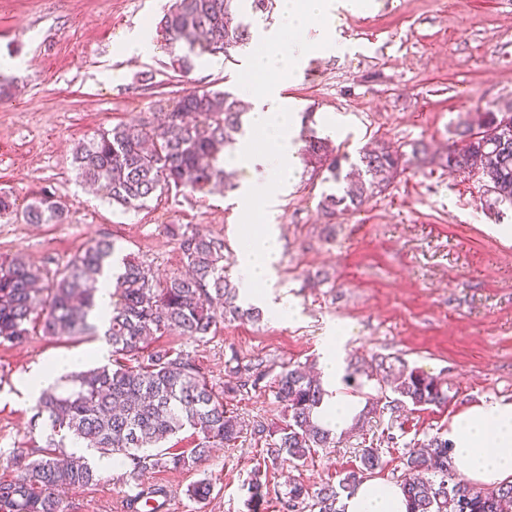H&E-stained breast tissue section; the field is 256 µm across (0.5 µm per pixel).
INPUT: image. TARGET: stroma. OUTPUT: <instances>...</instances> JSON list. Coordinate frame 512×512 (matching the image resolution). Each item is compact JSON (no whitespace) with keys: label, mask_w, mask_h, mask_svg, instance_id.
<instances>
[{"label":"stroma","mask_w":512,"mask_h":512,"mask_svg":"<svg viewBox=\"0 0 512 512\" xmlns=\"http://www.w3.org/2000/svg\"><path fill=\"white\" fill-rule=\"evenodd\" d=\"M170 0H0V57L11 70L12 98L0 103V189L15 200L0 218V263L23 257L47 275L63 268L88 243L112 240L117 256L149 265L157 280L183 272L169 225L223 240L227 274L236 278L242 213L237 194L172 190L128 212L113 207L76 177L72 150L100 129L157 118L158 103L186 87L239 93L235 61L214 57L189 78L167 67L155 24ZM333 24L344 53L309 58L298 77L284 79L285 99L341 128L331 140L356 156L370 143L398 147L422 139L445 151L458 124L490 106L512 101V0H373L357 11L337 0ZM147 35L151 48L125 52ZM152 83H145V74ZM328 188L312 167L300 168L290 191L272 201L268 223L282 242L273 288L287 289L296 314L221 325L197 340L162 336L156 343L184 351L216 385L225 363L263 359L271 373L292 362L319 369L324 340L341 327L343 358L391 356L444 380L442 407L383 412L361 431L337 433L299 468L310 488L339 483L357 468L359 451L379 444L386 466L375 480L400 483L409 448L448 431L452 416L480 401L512 402V208L493 205L482 181L435 167L409 170L362 210L323 223L318 204ZM47 190L67 206L61 224H27L22 212L33 193ZM102 338L58 340L33 330L19 343H0V450L35 453L47 424L35 416L25 380L54 358L89 353L100 363ZM230 408L244 420L279 425L284 408L271 390L236 396ZM390 434L384 442L382 434ZM260 461L249 440L215 448L190 470L147 474L162 486L161 512H247V483ZM97 484L63 497L64 512H135L124 468H101ZM207 480V499L189 497Z\"/></svg>","instance_id":"1"}]
</instances>
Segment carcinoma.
<instances>
[{
    "label": "carcinoma",
    "mask_w": 512,
    "mask_h": 512,
    "mask_svg": "<svg viewBox=\"0 0 512 512\" xmlns=\"http://www.w3.org/2000/svg\"><path fill=\"white\" fill-rule=\"evenodd\" d=\"M274 5L275 0H172L157 23L168 68L186 78L203 59L232 60L253 38L257 17L270 14ZM160 111L164 118L158 123L117 125L79 144L73 155L79 178L124 209L142 207L173 187L202 193L236 189V171L226 169L224 157L245 135L246 104L228 90L187 88ZM300 137L304 162L328 173L327 182H346L322 195L319 208L329 220L361 208L413 166L437 165L477 175L494 203L512 206V102L487 110L475 126H458L444 154L431 152L423 142L410 144L408 152L376 144L352 162L312 129L302 128ZM64 218V204L48 191L33 194L24 210L28 224H58ZM170 232L178 238L187 271L161 284L143 262L124 258L109 278L116 297L110 312H95L115 253L109 239L89 243L46 285L42 270L21 258L0 264V339L19 341L36 322L45 336L101 334L114 356L110 364L71 371L55 387L41 391L34 409L47 417L46 445L35 459L0 451V464L13 471L11 478L0 481V512H63L62 493L99 477L90 458L66 451L68 441L84 443L102 458L122 459L143 512H158L157 497L164 494L159 487L145 486L146 474L189 469L216 445L249 438L266 444L261 449L264 466L297 470L315 449L333 444L334 433L317 418L327 390L304 367L284 363L272 380L271 388L285 407L282 424H247L227 408V401L260 387L269 373L264 360L243 364L230 358L227 379L218 388L182 351L149 349L157 335L203 339L226 320L260 315L255 307L237 304V288L225 274L222 240L200 231L181 233L175 224ZM372 380L380 393L396 395L390 405L393 413L409 405L448 403L444 382L403 365L397 368L387 356L374 359L372 368L348 361L344 381L356 392ZM377 407V399L366 397L354 417L355 427L372 422ZM186 427L199 436L195 448L175 452L165 447ZM359 462L336 486L325 482L312 491L296 479L290 481L280 498L282 512H338L341 493H353L366 476L386 466L379 449L371 446L361 449ZM402 464L409 512H506L512 506V482L476 488L456 477L451 446L442 435L410 449ZM265 475L258 466L248 481L249 512H263Z\"/></svg>",
    "instance_id": "1"
}]
</instances>
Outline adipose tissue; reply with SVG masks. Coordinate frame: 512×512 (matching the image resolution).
Segmentation results:
<instances>
[{
    "label": "adipose tissue",
    "instance_id": "adipose-tissue-1",
    "mask_svg": "<svg viewBox=\"0 0 512 512\" xmlns=\"http://www.w3.org/2000/svg\"><path fill=\"white\" fill-rule=\"evenodd\" d=\"M280 252L277 234L264 226L245 236L237 265L246 295L276 321L293 314L288 295L266 287ZM448 441L454 458L465 465L468 483L489 488L512 482V403L483 401L455 414ZM345 512H408V503L401 486L366 481L348 496Z\"/></svg>",
    "mask_w": 512,
    "mask_h": 512
}]
</instances>
